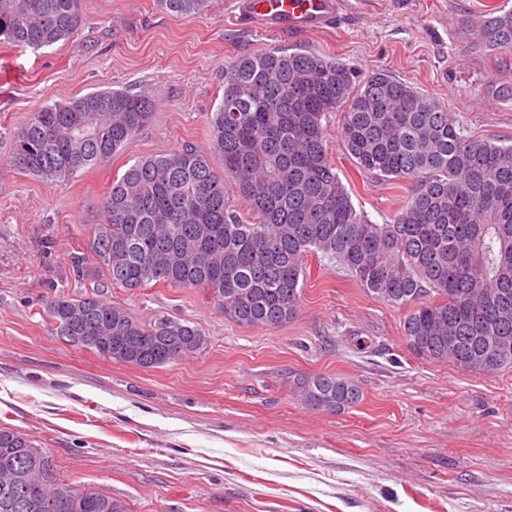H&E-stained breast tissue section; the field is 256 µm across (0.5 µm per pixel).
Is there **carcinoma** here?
I'll return each mask as SVG.
<instances>
[{"instance_id": "carcinoma-1", "label": "carcinoma", "mask_w": 512, "mask_h": 512, "mask_svg": "<svg viewBox=\"0 0 512 512\" xmlns=\"http://www.w3.org/2000/svg\"><path fill=\"white\" fill-rule=\"evenodd\" d=\"M176 17L209 0H160ZM81 0H0V44L34 50L84 26ZM486 54L512 51V9L477 23ZM154 100L102 89L48 104L16 135L12 163L50 181L112 158L151 120ZM357 166L414 187L386 224L356 209L327 158L323 120ZM212 152L188 143L141 157L97 203L100 223L72 256L74 273L136 290L202 288L224 318L278 327L298 312L305 258L341 265L375 298L407 306L403 339L418 357L468 372L512 367V144L463 133L430 94L384 71L268 48L224 68L209 117ZM236 182L238 199L225 191ZM90 254L97 268L85 266ZM42 316L67 344L144 369L201 351L205 332L178 319L143 323L97 295H50ZM306 406L340 412L362 393L335 374L299 378ZM0 512H129L124 501L56 477L29 435L0 427Z\"/></svg>"}]
</instances>
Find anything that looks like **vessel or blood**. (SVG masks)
Wrapping results in <instances>:
<instances>
[{
	"label": "vessel or blood",
	"mask_w": 512,
	"mask_h": 512,
	"mask_svg": "<svg viewBox=\"0 0 512 512\" xmlns=\"http://www.w3.org/2000/svg\"><path fill=\"white\" fill-rule=\"evenodd\" d=\"M243 19L281 34L309 33L341 19L342 0H232Z\"/></svg>",
	"instance_id": "vessel-or-blood-1"
}]
</instances>
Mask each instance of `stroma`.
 Instances as JSON below:
<instances>
[{
	"mask_svg": "<svg viewBox=\"0 0 512 512\" xmlns=\"http://www.w3.org/2000/svg\"><path fill=\"white\" fill-rule=\"evenodd\" d=\"M512 0H345L332 28L283 35L236 20L228 0L176 18L159 0H82L85 24L40 50L0 45V426L48 448L64 481L130 512H512V368L472 373L406 346V307L309 255L296 317L228 321L200 288L78 280L71 265L96 203L131 160L209 146L224 65L271 47L384 70L436 97L466 133L512 140V52H480L472 27ZM114 88L155 98L112 159L66 181L11 162L41 107ZM327 121L326 151L356 208L390 222L412 188L359 170ZM98 293L143 322L198 324L200 352L151 369L63 342L42 316L52 289ZM335 373L361 401L319 411L295 376Z\"/></svg>",
	"mask_w": 512,
	"mask_h": 512,
	"instance_id": "35a3bbf8",
	"label": "stroma"
}]
</instances>
